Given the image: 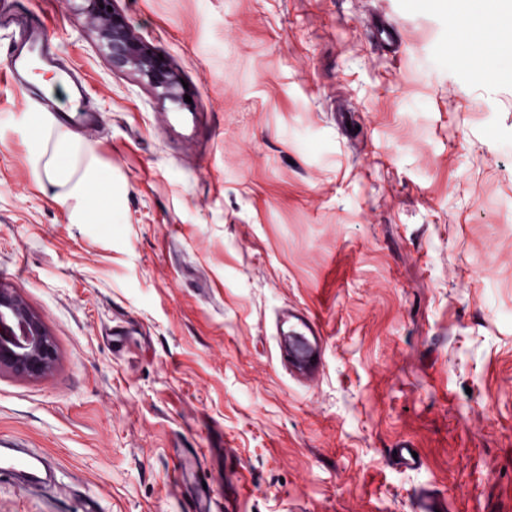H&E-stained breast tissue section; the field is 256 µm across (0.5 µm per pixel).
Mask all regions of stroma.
<instances>
[{"instance_id":"35a3bbf8","label":"stroma","mask_w":512,"mask_h":512,"mask_svg":"<svg viewBox=\"0 0 512 512\" xmlns=\"http://www.w3.org/2000/svg\"><path fill=\"white\" fill-rule=\"evenodd\" d=\"M87 87L112 216L32 172L51 120L0 23V287L53 337L0 371V512H512V59L449 51L450 0H114L178 80L113 66L87 0H15ZM309 314L314 385L282 363ZM395 448L421 465L395 466ZM51 463L44 458L26 454L20 455H1L0 472L3 471L7 475L15 473L20 476L23 483L30 490L41 492H53L61 489V485L53 483L47 484L51 480V474L48 468Z\"/></svg>"}]
</instances>
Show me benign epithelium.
Listing matches in <instances>:
<instances>
[{
    "label": "benign epithelium",
    "instance_id": "1",
    "mask_svg": "<svg viewBox=\"0 0 512 512\" xmlns=\"http://www.w3.org/2000/svg\"><path fill=\"white\" fill-rule=\"evenodd\" d=\"M89 24L99 31L112 64L130 67L146 77L167 95L178 98L176 76L149 53L137 36L123 25L115 13L108 11L112 0H89ZM11 320L0 337V370L7 369L24 378H38L49 371L56 360V347L42 322L33 315L22 301L0 289V321Z\"/></svg>",
    "mask_w": 512,
    "mask_h": 512
}]
</instances>
